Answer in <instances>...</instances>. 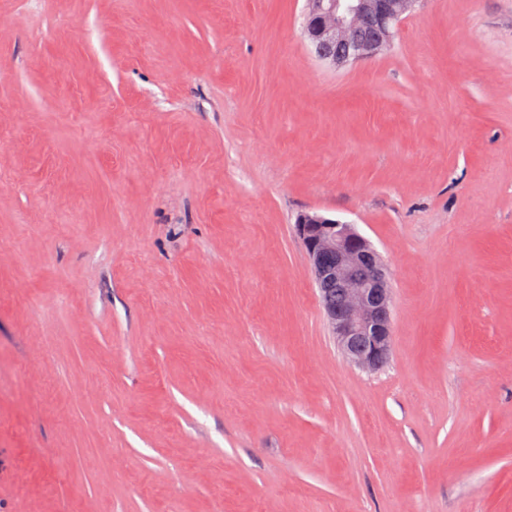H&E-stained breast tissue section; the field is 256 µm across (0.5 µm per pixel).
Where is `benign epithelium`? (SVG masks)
I'll list each match as a JSON object with an SVG mask.
<instances>
[{
  "label": "benign epithelium",
  "mask_w": 512,
  "mask_h": 512,
  "mask_svg": "<svg viewBox=\"0 0 512 512\" xmlns=\"http://www.w3.org/2000/svg\"><path fill=\"white\" fill-rule=\"evenodd\" d=\"M305 35L319 61L343 66L380 52L392 29L416 0H306ZM298 239L316 285L340 283L345 303L324 310L344 356L374 371L388 360L393 338L391 289L381 260L359 276L358 267L376 255L354 225L318 214H302Z\"/></svg>",
  "instance_id": "obj_1"
}]
</instances>
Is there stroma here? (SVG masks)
I'll list each match as a JSON object with an SVG mask.
<instances>
[{"instance_id":"stroma-1","label":"stroma","mask_w":512,"mask_h":512,"mask_svg":"<svg viewBox=\"0 0 512 512\" xmlns=\"http://www.w3.org/2000/svg\"><path fill=\"white\" fill-rule=\"evenodd\" d=\"M306 0H0V512H512V0L330 67ZM354 224L388 363L295 233ZM296 231L317 287L331 283L320 294L324 304L339 307L323 305L338 347L363 370L381 368L389 358L393 330L391 289L378 255L353 224L340 220L302 214ZM368 255L377 259L359 277L356 271ZM332 282L344 286L347 298L344 288Z\"/></svg>"}]
</instances>
